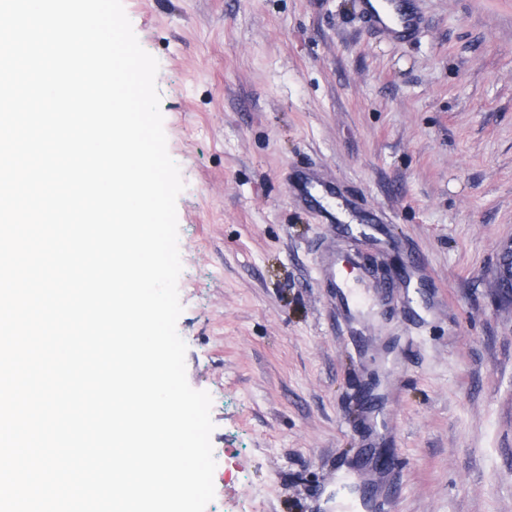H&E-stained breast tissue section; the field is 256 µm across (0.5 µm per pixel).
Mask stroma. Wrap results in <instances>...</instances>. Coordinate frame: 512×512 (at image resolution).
<instances>
[{
  "instance_id": "1",
  "label": "stroma",
  "mask_w": 512,
  "mask_h": 512,
  "mask_svg": "<svg viewBox=\"0 0 512 512\" xmlns=\"http://www.w3.org/2000/svg\"><path fill=\"white\" fill-rule=\"evenodd\" d=\"M123 5L184 183L205 512H331L346 470L389 512H512V0H420L404 42L360 0ZM308 167L384 223L322 224L289 192ZM330 235L399 282L390 304L342 319L317 280Z\"/></svg>"
}]
</instances>
